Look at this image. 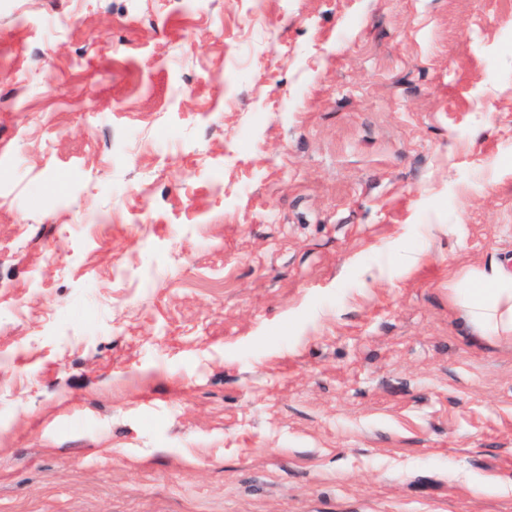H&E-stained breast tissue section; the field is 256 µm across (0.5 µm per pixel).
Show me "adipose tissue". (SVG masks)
<instances>
[{"label": "adipose tissue", "instance_id": "adipose-tissue-1", "mask_svg": "<svg viewBox=\"0 0 512 512\" xmlns=\"http://www.w3.org/2000/svg\"><path fill=\"white\" fill-rule=\"evenodd\" d=\"M448 296L478 338L512 341V270L496 266L451 271Z\"/></svg>", "mask_w": 512, "mask_h": 512}]
</instances>
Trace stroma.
Masks as SVG:
<instances>
[{"label":"stroma","instance_id":"stroma-1","mask_svg":"<svg viewBox=\"0 0 512 512\" xmlns=\"http://www.w3.org/2000/svg\"><path fill=\"white\" fill-rule=\"evenodd\" d=\"M512 0H0V512H512ZM448 296L459 316L487 342L512 341V270L448 271Z\"/></svg>","mask_w":512,"mask_h":512}]
</instances>
